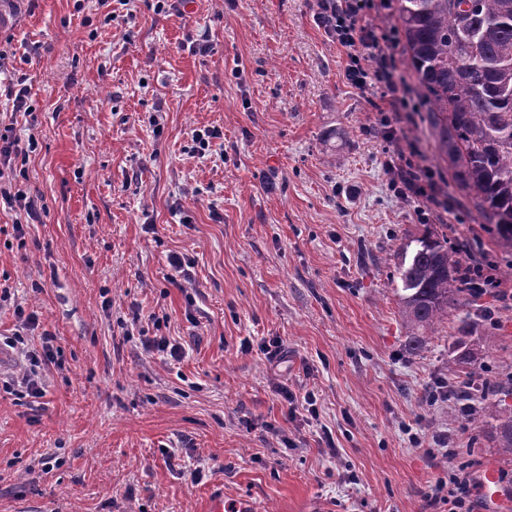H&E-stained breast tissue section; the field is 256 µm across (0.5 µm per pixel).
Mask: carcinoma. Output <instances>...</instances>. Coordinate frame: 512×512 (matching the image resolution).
Masks as SVG:
<instances>
[{
    "mask_svg": "<svg viewBox=\"0 0 512 512\" xmlns=\"http://www.w3.org/2000/svg\"><path fill=\"white\" fill-rule=\"evenodd\" d=\"M411 66L427 109L435 148L452 179L477 192L500 241L512 247V0H479L465 20L459 0H397ZM400 312L419 347L424 334L467 305L461 251L426 234L394 254ZM490 425L501 464L512 467V407L490 401Z\"/></svg>",
    "mask_w": 512,
    "mask_h": 512,
    "instance_id": "cac0c4a2",
    "label": "carcinoma"
}]
</instances>
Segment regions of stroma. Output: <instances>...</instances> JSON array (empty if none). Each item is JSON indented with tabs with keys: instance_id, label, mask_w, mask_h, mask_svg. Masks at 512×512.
Segmentation results:
<instances>
[{
	"instance_id": "35a3bbf8",
	"label": "stroma",
	"mask_w": 512,
	"mask_h": 512,
	"mask_svg": "<svg viewBox=\"0 0 512 512\" xmlns=\"http://www.w3.org/2000/svg\"><path fill=\"white\" fill-rule=\"evenodd\" d=\"M316 12L0 0V84L23 82L34 108L0 91V123L36 136L13 186L42 207L20 232L0 208V336L20 306L39 318L30 347L45 330L58 349L43 398L0 391V512H206L216 490L257 512H442L425 493L448 464L410 434L450 433L476 473L497 461L489 426L425 396L512 373V306L471 299L412 349L392 255L434 229L512 286V248L475 191L448 182L421 111L403 130L445 178L454 220L429 227L395 196L387 101L346 83ZM192 25L210 51L187 41ZM172 253L187 277L170 280ZM143 332L184 357L144 352ZM280 386L314 394L318 421L288 419Z\"/></svg>"
}]
</instances>
